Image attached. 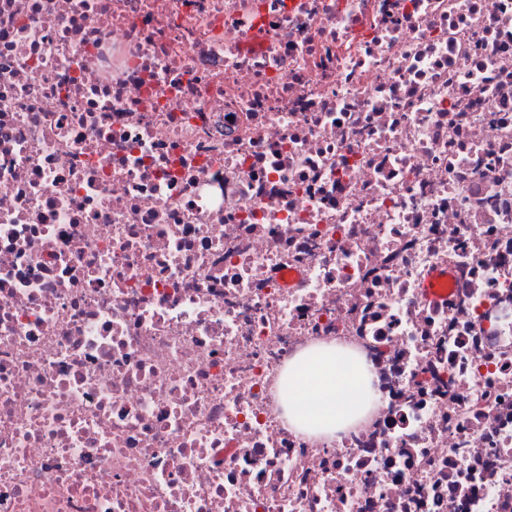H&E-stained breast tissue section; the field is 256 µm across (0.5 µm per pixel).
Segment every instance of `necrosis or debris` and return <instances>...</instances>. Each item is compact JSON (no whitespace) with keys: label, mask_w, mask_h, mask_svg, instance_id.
I'll list each match as a JSON object with an SVG mask.
<instances>
[{"label":"necrosis or debris","mask_w":512,"mask_h":512,"mask_svg":"<svg viewBox=\"0 0 512 512\" xmlns=\"http://www.w3.org/2000/svg\"><path fill=\"white\" fill-rule=\"evenodd\" d=\"M0 512H512V0H0ZM342 351L335 344L315 346L288 366L289 380L297 381L288 399V421L297 429L331 437L365 415L367 405L358 401V377L338 368Z\"/></svg>","instance_id":"necrosis-or-debris-1"}]
</instances>
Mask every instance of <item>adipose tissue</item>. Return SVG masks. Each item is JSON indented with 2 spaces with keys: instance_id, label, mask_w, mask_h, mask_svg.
Listing matches in <instances>:
<instances>
[{
  "instance_id": "1",
  "label": "adipose tissue",
  "mask_w": 512,
  "mask_h": 512,
  "mask_svg": "<svg viewBox=\"0 0 512 512\" xmlns=\"http://www.w3.org/2000/svg\"><path fill=\"white\" fill-rule=\"evenodd\" d=\"M341 356L335 344L318 345L289 365L288 377L296 387L287 414L297 429L330 437L365 415L367 405L355 393L358 377L339 369Z\"/></svg>"
}]
</instances>
